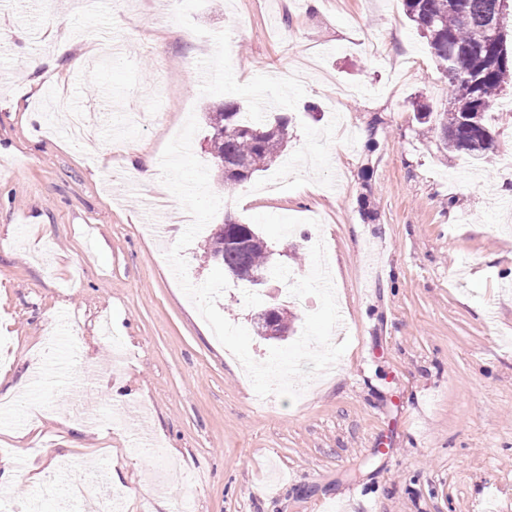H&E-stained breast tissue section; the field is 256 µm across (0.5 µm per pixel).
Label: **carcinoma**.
I'll return each instance as SVG.
<instances>
[{"mask_svg":"<svg viewBox=\"0 0 512 512\" xmlns=\"http://www.w3.org/2000/svg\"><path fill=\"white\" fill-rule=\"evenodd\" d=\"M502 0H403L405 15L426 39L437 66L448 78V110L433 112L416 104L418 118L455 151L478 159L494 149L485 114L503 85L512 82V54L505 39L494 42L487 24L500 13ZM210 154L224 163V183L235 185L264 170L281 153L288 121L244 110L234 101L208 117ZM241 248H224V271L237 276L251 270L272 274V253L254 225Z\"/></svg>","mask_w":512,"mask_h":512,"instance_id":"obj_1","label":"carcinoma"}]
</instances>
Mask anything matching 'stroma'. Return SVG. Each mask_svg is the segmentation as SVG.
Returning <instances> with one entry per match:
<instances>
[{
	"mask_svg": "<svg viewBox=\"0 0 512 512\" xmlns=\"http://www.w3.org/2000/svg\"><path fill=\"white\" fill-rule=\"evenodd\" d=\"M155 4L0 0V373H40L0 412L17 468L0 512H82L41 497L60 470L97 474L117 512H512V85L477 160L412 108L445 111L448 80L402 0H174L161 20ZM79 54L100 62L72 69ZM57 88L92 141L48 135ZM260 99L288 142L227 186L206 114ZM191 114L215 223L255 225L303 275L325 242L347 348L297 401L255 394L169 271L181 205L153 233L142 201L165 187L128 175ZM283 287L232 284L217 307L246 327L285 306L295 340L310 307Z\"/></svg>",
	"mask_w": 512,
	"mask_h": 512,
	"instance_id": "35a3bbf8",
	"label": "stroma"
}]
</instances>
